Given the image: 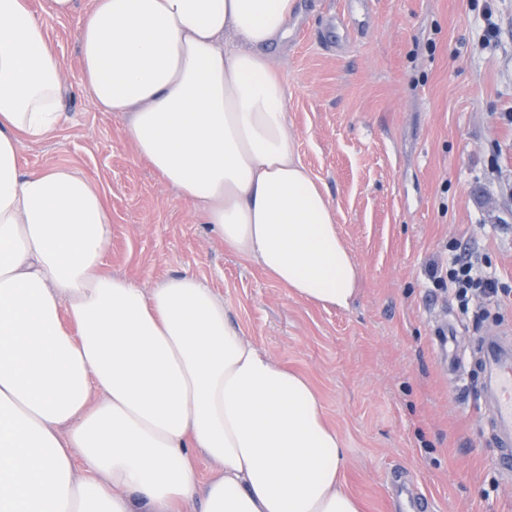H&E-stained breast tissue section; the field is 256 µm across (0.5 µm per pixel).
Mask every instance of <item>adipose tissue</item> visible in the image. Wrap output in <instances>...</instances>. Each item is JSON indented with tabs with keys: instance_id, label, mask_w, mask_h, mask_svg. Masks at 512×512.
<instances>
[{
	"instance_id": "adipose-tissue-1",
	"label": "adipose tissue",
	"mask_w": 512,
	"mask_h": 512,
	"mask_svg": "<svg viewBox=\"0 0 512 512\" xmlns=\"http://www.w3.org/2000/svg\"><path fill=\"white\" fill-rule=\"evenodd\" d=\"M296 0H94L84 89L236 253L348 309L360 272L287 133L266 47ZM0 0V512H361L319 397L246 342L194 274L104 273L112 216L76 170L23 171L63 123L47 18ZM217 468L199 481L195 455ZM84 470L77 478L76 470Z\"/></svg>"
}]
</instances>
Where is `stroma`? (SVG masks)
<instances>
[{
	"label": "stroma",
	"mask_w": 512,
	"mask_h": 512,
	"mask_svg": "<svg viewBox=\"0 0 512 512\" xmlns=\"http://www.w3.org/2000/svg\"><path fill=\"white\" fill-rule=\"evenodd\" d=\"M79 24L47 22L66 119L49 139L22 143L20 162L69 167L104 189L106 272L144 288L189 272L223 298L246 341L316 390L362 512H394L397 483L416 484L429 512H512L469 362L479 337L512 334V304L476 325L425 286L449 242L488 254L512 286V123L502 118L512 112V0H298L287 39L270 49L288 133L361 273L346 310L295 297L226 248L138 157L126 116L83 90ZM451 323L462 381L435 337Z\"/></svg>",
	"instance_id": "35a3bbf8"
}]
</instances>
